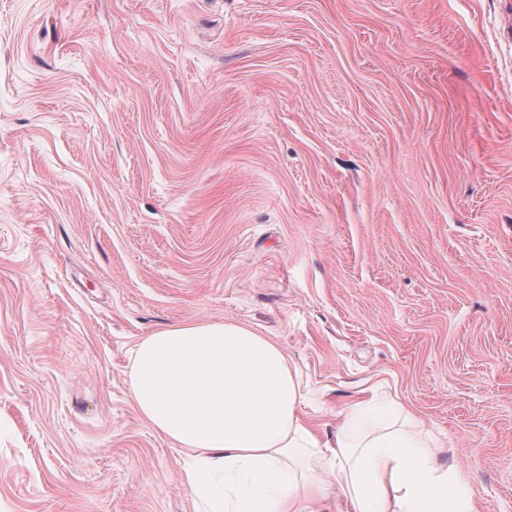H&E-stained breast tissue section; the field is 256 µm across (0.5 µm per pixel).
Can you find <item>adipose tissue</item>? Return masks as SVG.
I'll return each instance as SVG.
<instances>
[{
    "label": "adipose tissue",
    "instance_id": "adipose-tissue-1",
    "mask_svg": "<svg viewBox=\"0 0 512 512\" xmlns=\"http://www.w3.org/2000/svg\"><path fill=\"white\" fill-rule=\"evenodd\" d=\"M133 402L186 450L181 484L197 512H304L326 478L350 512H476L464 473L436 461L420 420L355 434L352 422L320 439L298 413L283 349L235 323H178L133 353Z\"/></svg>",
    "mask_w": 512,
    "mask_h": 512
}]
</instances>
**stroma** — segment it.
<instances>
[{
    "mask_svg": "<svg viewBox=\"0 0 512 512\" xmlns=\"http://www.w3.org/2000/svg\"><path fill=\"white\" fill-rule=\"evenodd\" d=\"M512 0H0V512H195L155 330L410 410L512 512Z\"/></svg>",
    "mask_w": 512,
    "mask_h": 512,
    "instance_id": "obj_1",
    "label": "stroma"
}]
</instances>
